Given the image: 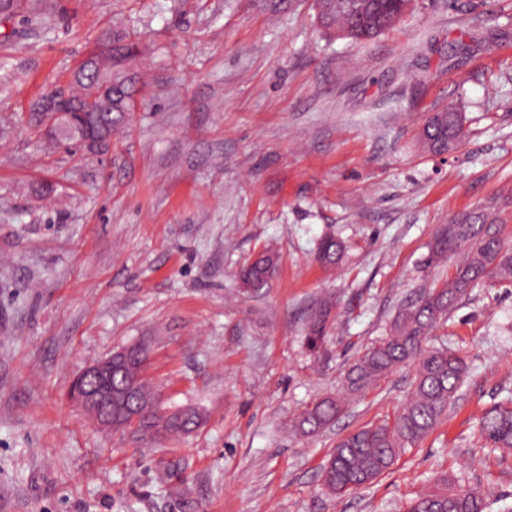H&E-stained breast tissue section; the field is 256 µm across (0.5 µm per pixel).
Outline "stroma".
Masks as SVG:
<instances>
[{
    "mask_svg": "<svg viewBox=\"0 0 512 512\" xmlns=\"http://www.w3.org/2000/svg\"><path fill=\"white\" fill-rule=\"evenodd\" d=\"M51 0L43 22L0 17V512H406L438 475L512 505V449L482 417L512 406V283L487 280L427 343L467 376L447 417L373 484L326 493L339 438L393 416L406 363L310 437L291 419L441 275L424 259L455 214L503 199L512 226V0H416L354 44L314 0ZM139 38L146 88L98 151L33 116L113 32ZM456 102L468 135L445 155L417 132ZM348 251L319 264L321 238ZM281 261L242 294L262 249ZM331 302L326 349L310 321ZM163 406L194 434L104 431L71 402L92 360L133 344Z\"/></svg>",
    "mask_w": 512,
    "mask_h": 512,
    "instance_id": "1",
    "label": "stroma"
}]
</instances>
